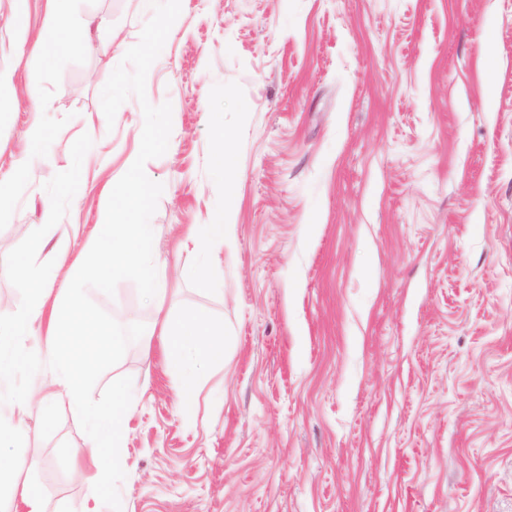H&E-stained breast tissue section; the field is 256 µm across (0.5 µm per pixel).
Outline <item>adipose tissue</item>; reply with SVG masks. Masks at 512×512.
<instances>
[{
  "label": "adipose tissue",
  "instance_id": "adipose-tissue-1",
  "mask_svg": "<svg viewBox=\"0 0 512 512\" xmlns=\"http://www.w3.org/2000/svg\"><path fill=\"white\" fill-rule=\"evenodd\" d=\"M51 2L45 25L54 37L34 44L36 52L46 60L88 39L87 28L73 24L62 7V0ZM49 280L50 274L46 271L21 273L19 282L31 298L29 306L16 311H0V382L18 367L32 363L33 357L24 351L21 340L38 332L43 333L44 351L55 366L51 390L17 391L7 424H0V475L13 476L12 496L20 503L23 512H45L41 493L23 478L24 473L42 464L40 453L34 449L22 455L10 451L31 415H39L48 422L56 409L65 405L99 437L119 435L128 416L124 409L99 410L85 397V378L108 352V332L94 316L70 301L54 298V304H47V297H53Z\"/></svg>",
  "mask_w": 512,
  "mask_h": 512
}]
</instances>
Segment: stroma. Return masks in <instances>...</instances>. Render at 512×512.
Masks as SVG:
<instances>
[{
	"instance_id": "stroma-1",
	"label": "stroma",
	"mask_w": 512,
	"mask_h": 512,
	"mask_svg": "<svg viewBox=\"0 0 512 512\" xmlns=\"http://www.w3.org/2000/svg\"><path fill=\"white\" fill-rule=\"evenodd\" d=\"M66 6L94 19L93 44L47 64L19 49L21 7L0 0V69L15 74L0 88V302L14 310L30 302L20 267L69 286L140 150L138 99L110 123L100 93L147 0ZM48 8H21L30 39ZM146 96L172 105L168 150L145 165L163 186L151 222L168 291L145 302L125 280L89 296L125 326L198 308L230 343L189 419L158 338L130 343L93 390L133 381L120 448L66 410L29 419L16 451L47 460L33 477L46 512H512V0H181ZM228 204L220 268L186 277L207 257L179 241ZM100 465L111 479L94 494Z\"/></svg>"
}]
</instances>
